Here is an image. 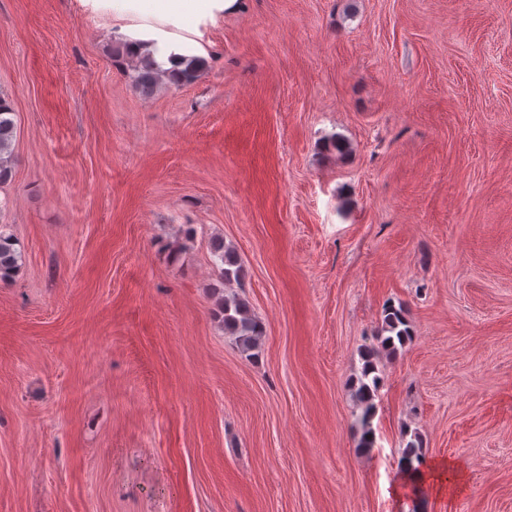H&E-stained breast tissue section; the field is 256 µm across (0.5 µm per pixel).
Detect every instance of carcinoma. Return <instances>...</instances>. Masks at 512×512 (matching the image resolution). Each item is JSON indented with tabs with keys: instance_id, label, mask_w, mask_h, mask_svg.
<instances>
[{
	"instance_id": "obj_1",
	"label": "carcinoma",
	"mask_w": 512,
	"mask_h": 512,
	"mask_svg": "<svg viewBox=\"0 0 512 512\" xmlns=\"http://www.w3.org/2000/svg\"><path fill=\"white\" fill-rule=\"evenodd\" d=\"M112 55L116 58L124 55L131 58L134 62L135 85L145 96L151 95L154 89L164 82L175 86L189 84L207 66L206 59L191 55L185 59L181 77L173 79L161 70L151 57H136L130 54L124 43L113 46ZM14 127L13 109L8 99L0 97V183L11 176ZM213 251L222 263L220 276L224 284L230 287L241 283L243 269L235 251L224 246L222 241L214 243ZM20 261L21 255L14 249L11 237L0 235V281L13 278L20 269ZM217 307L222 314L224 329L236 337L241 348L245 351L257 349L263 336V327L252 313L248 301L241 294L231 291L218 297ZM411 338L412 334L403 309L391 304L385 306L382 311L381 327L373 336L375 344L369 346L365 352L361 378L354 391V398L361 409L359 421L363 435L360 446L363 448L373 446L372 420L375 414L374 399L380 382L377 367L379 356L383 352L389 354L397 351L411 341ZM424 463L421 440L415 434L403 449L401 469L404 472L417 471Z\"/></svg>"
}]
</instances>
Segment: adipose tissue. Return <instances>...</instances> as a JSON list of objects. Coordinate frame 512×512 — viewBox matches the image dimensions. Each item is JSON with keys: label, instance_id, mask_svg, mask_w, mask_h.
<instances>
[{"label": "adipose tissue", "instance_id": "obj_1", "mask_svg": "<svg viewBox=\"0 0 512 512\" xmlns=\"http://www.w3.org/2000/svg\"><path fill=\"white\" fill-rule=\"evenodd\" d=\"M238 0H112L113 35L133 54H150L165 71H181L185 32L198 17L234 12Z\"/></svg>", "mask_w": 512, "mask_h": 512}]
</instances>
